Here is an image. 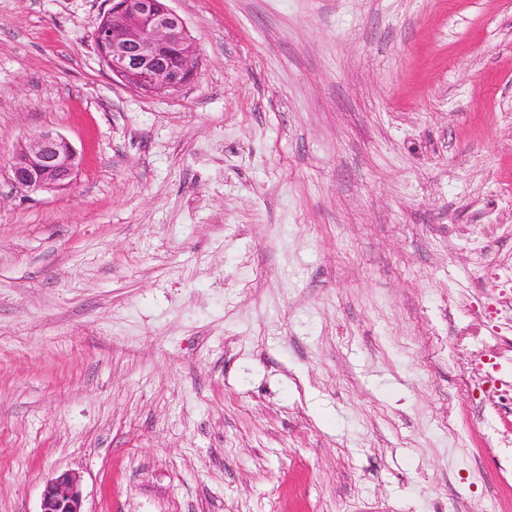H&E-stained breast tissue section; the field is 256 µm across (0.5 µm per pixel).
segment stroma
<instances>
[{"mask_svg":"<svg viewBox=\"0 0 512 512\" xmlns=\"http://www.w3.org/2000/svg\"><path fill=\"white\" fill-rule=\"evenodd\" d=\"M144 98L108 0H0V512H512L480 372L512 267V0H172ZM50 128L81 167L26 194ZM93 23L96 51L113 77L145 97L177 92L197 76L199 54L171 0H110ZM80 165L81 159L74 146L49 129L31 135L9 159L12 181L26 193L67 189ZM38 512H84L77 477L63 471L45 484Z\"/></svg>","mask_w":512,"mask_h":512,"instance_id":"1","label":"stroma"}]
</instances>
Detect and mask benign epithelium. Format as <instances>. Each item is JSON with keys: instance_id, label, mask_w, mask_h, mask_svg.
<instances>
[{"instance_id": "obj_1", "label": "benign epithelium", "mask_w": 512, "mask_h": 512, "mask_svg": "<svg viewBox=\"0 0 512 512\" xmlns=\"http://www.w3.org/2000/svg\"><path fill=\"white\" fill-rule=\"evenodd\" d=\"M93 23L96 51L112 76L145 97L177 92L197 76L199 54L170 0H111ZM81 165L62 135L40 130L9 159L12 181L26 193L59 191L73 182ZM40 512H83L77 477L63 471L45 484Z\"/></svg>"}]
</instances>
